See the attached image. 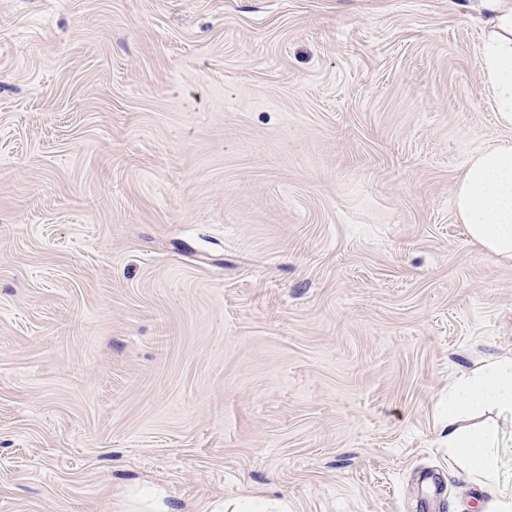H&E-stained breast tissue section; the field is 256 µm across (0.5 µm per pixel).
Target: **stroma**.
<instances>
[{"label":"stroma","mask_w":512,"mask_h":512,"mask_svg":"<svg viewBox=\"0 0 512 512\" xmlns=\"http://www.w3.org/2000/svg\"><path fill=\"white\" fill-rule=\"evenodd\" d=\"M481 0H0V512H490L512 356L452 189L512 140ZM491 409L512 418V356L486 363L448 389V456L485 486L499 480L494 453L499 434L493 424L471 419Z\"/></svg>","instance_id":"obj_1"}]
</instances>
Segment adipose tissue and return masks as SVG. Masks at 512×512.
<instances>
[{
  "label": "adipose tissue",
  "mask_w": 512,
  "mask_h": 512,
  "mask_svg": "<svg viewBox=\"0 0 512 512\" xmlns=\"http://www.w3.org/2000/svg\"><path fill=\"white\" fill-rule=\"evenodd\" d=\"M484 6L492 34L481 53L483 81L499 123L512 127V9H503L502 0H484ZM452 199L469 241L483 255L512 263V141L480 150L455 183ZM491 409L512 417V356L486 363L448 390V455L469 479L485 486L499 480L498 430L477 419Z\"/></svg>",
  "instance_id": "adipose-tissue-1"
}]
</instances>
